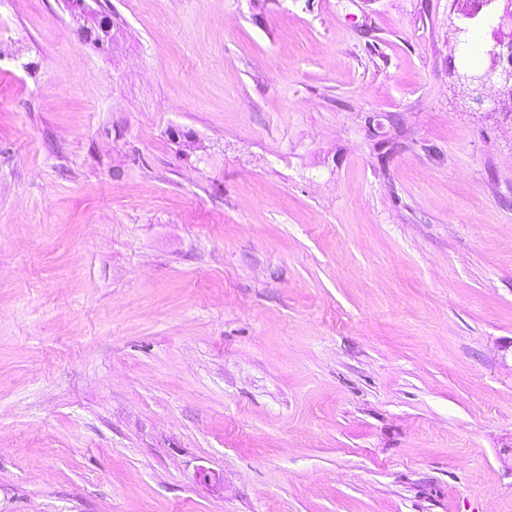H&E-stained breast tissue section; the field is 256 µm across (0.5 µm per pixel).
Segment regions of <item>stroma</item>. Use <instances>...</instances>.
Masks as SVG:
<instances>
[{
	"instance_id": "stroma-1",
	"label": "stroma",
	"mask_w": 512,
	"mask_h": 512,
	"mask_svg": "<svg viewBox=\"0 0 512 512\" xmlns=\"http://www.w3.org/2000/svg\"><path fill=\"white\" fill-rule=\"evenodd\" d=\"M0 0V512H512V102L455 0ZM65 2L70 4L73 18L89 39L97 36L105 40L109 37V29H106L104 19L99 18V12L88 5L86 0H66ZM96 26L101 29V32L93 28Z\"/></svg>"
}]
</instances>
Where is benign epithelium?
I'll list each match as a JSON object with an SVG mask.
<instances>
[{"label":"benign epithelium","instance_id":"1","mask_svg":"<svg viewBox=\"0 0 512 512\" xmlns=\"http://www.w3.org/2000/svg\"><path fill=\"white\" fill-rule=\"evenodd\" d=\"M70 4L73 18L87 37H109L105 21L99 12L86 3V0H66ZM459 11L466 20L494 14L498 18L492 32L493 44L489 51L490 66L475 80L484 83L500 76L503 94L512 100V0H459Z\"/></svg>","mask_w":512,"mask_h":512}]
</instances>
